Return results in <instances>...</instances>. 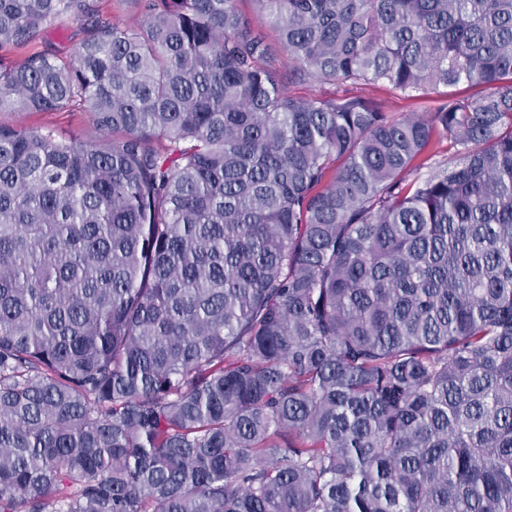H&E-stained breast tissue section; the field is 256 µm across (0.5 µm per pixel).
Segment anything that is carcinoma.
Returning <instances> with one entry per match:
<instances>
[{
    "instance_id": "cac0c4a2",
    "label": "carcinoma",
    "mask_w": 512,
    "mask_h": 512,
    "mask_svg": "<svg viewBox=\"0 0 512 512\" xmlns=\"http://www.w3.org/2000/svg\"><path fill=\"white\" fill-rule=\"evenodd\" d=\"M241 2L0 0V512H512V0ZM79 25L72 22H66L65 26L54 25L44 30L35 42L38 50H45L47 47L55 49L57 57L61 60L69 58L72 42L68 37L74 33H79ZM357 92L367 97L385 101L391 112L421 111L422 106L425 105L422 100H414L412 97L393 92L385 83H379L363 90L357 89ZM0 122L22 123L30 128L52 130L66 137L90 138L97 134L86 112H1Z\"/></svg>"
}]
</instances>
